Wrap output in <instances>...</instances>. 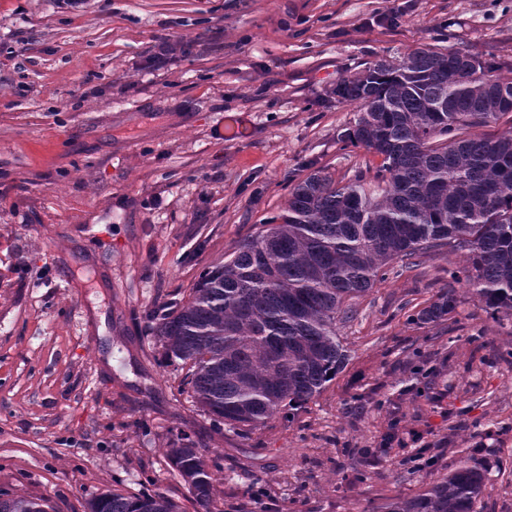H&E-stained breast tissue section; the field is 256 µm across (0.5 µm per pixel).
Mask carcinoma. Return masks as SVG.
<instances>
[{
    "label": "carcinoma",
    "mask_w": 512,
    "mask_h": 512,
    "mask_svg": "<svg viewBox=\"0 0 512 512\" xmlns=\"http://www.w3.org/2000/svg\"><path fill=\"white\" fill-rule=\"evenodd\" d=\"M456 77L453 51L426 45L399 64L374 63L336 85L338 100L361 116L343 140L382 157L380 192L360 178L321 172L297 183L281 213L260 225L223 263L203 269L189 296L170 303L153 325L166 359L186 370L188 386L215 422L249 428L321 394L349 355L336 322L352 301L383 280L393 260L405 268L433 251H464L449 271L491 314L512 318V130L494 138L469 129L508 113L501 91L512 79L473 56ZM456 289L408 316L439 323L456 308ZM165 455L196 512H215L212 473L185 433ZM485 471L462 457L411 497L381 512H476ZM88 512H179L163 494L103 493ZM49 500L0 489V512H52Z\"/></svg>",
    "instance_id": "obj_1"
}]
</instances>
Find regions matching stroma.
Returning <instances> with one entry per match:
<instances>
[{
  "instance_id": "obj_1",
  "label": "stroma",
  "mask_w": 512,
  "mask_h": 512,
  "mask_svg": "<svg viewBox=\"0 0 512 512\" xmlns=\"http://www.w3.org/2000/svg\"><path fill=\"white\" fill-rule=\"evenodd\" d=\"M423 45L512 78V0H0V488L194 512L164 455L182 430L220 460L222 512L250 490L256 512H373L463 448L479 512H512V320L463 292L450 320L408 319L465 252L390 262L337 329L346 369L255 429L214 425L152 334L310 173L377 192L332 90ZM89 512H179L178 504L163 494L126 495L112 490L87 503Z\"/></svg>"
}]
</instances>
